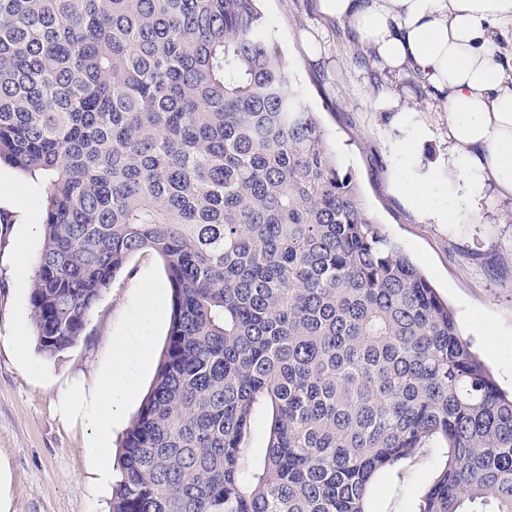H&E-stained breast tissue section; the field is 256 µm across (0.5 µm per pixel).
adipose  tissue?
I'll return each instance as SVG.
<instances>
[{
    "mask_svg": "<svg viewBox=\"0 0 512 512\" xmlns=\"http://www.w3.org/2000/svg\"><path fill=\"white\" fill-rule=\"evenodd\" d=\"M393 72H411L448 112L447 203L425 201L432 215L460 221L487 190L512 198V0H320ZM152 358L150 320L117 338L112 369L92 396L100 437L112 428L113 400L130 394Z\"/></svg>",
    "mask_w": 512,
    "mask_h": 512,
    "instance_id": "obj_1",
    "label": "adipose tissue"
}]
</instances>
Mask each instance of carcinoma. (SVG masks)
<instances>
[{
  "mask_svg": "<svg viewBox=\"0 0 512 512\" xmlns=\"http://www.w3.org/2000/svg\"><path fill=\"white\" fill-rule=\"evenodd\" d=\"M256 2L0 0V162L46 176L39 353L77 345L137 252L171 289L111 512H368L434 438L418 512H512V395L365 208ZM272 420L271 409L266 404L259 405L253 415L248 439L247 463L249 469L262 464Z\"/></svg>",
  "mask_w": 512,
  "mask_h": 512,
  "instance_id": "1",
  "label": "carcinoma"
}]
</instances>
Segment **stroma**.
<instances>
[{
  "label": "stroma",
  "mask_w": 512,
  "mask_h": 512,
  "mask_svg": "<svg viewBox=\"0 0 512 512\" xmlns=\"http://www.w3.org/2000/svg\"><path fill=\"white\" fill-rule=\"evenodd\" d=\"M266 27L285 61L289 86L319 117L343 169L357 179L364 203L455 313L464 339L496 383L512 391V199L495 194L474 203L460 224H441L400 195L395 178L421 179L448 158L447 111L409 74L371 73L356 55L362 44L346 27L322 14L319 0H261ZM392 93L411 110L415 153L396 152L409 134L379 96ZM44 187L0 164V490L7 512H109L111 481L97 470L98 439L87 417L66 411L77 391H90L112 367V346L152 306V351L160 353L170 324L171 290L159 257L133 255L104 291L78 344L47 359L36 349L29 283L43 239ZM148 365L136 391L122 400L112 425L111 447L123 434L150 388ZM438 440L381 472L371 512H417L421 495L446 459Z\"/></svg>",
  "instance_id": "1"
}]
</instances>
